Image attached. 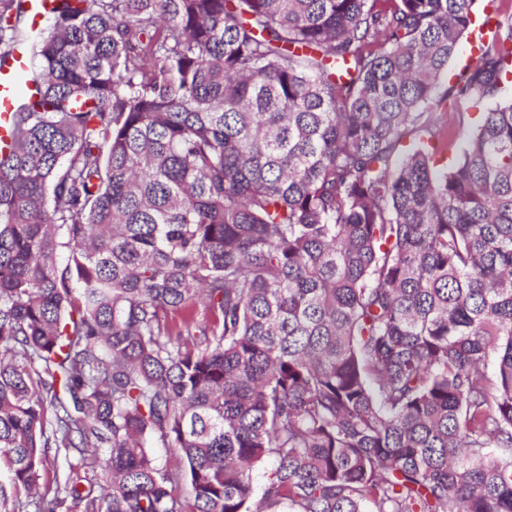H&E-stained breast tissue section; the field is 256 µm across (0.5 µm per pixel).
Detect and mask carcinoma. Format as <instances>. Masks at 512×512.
Instances as JSON below:
<instances>
[{
  "mask_svg": "<svg viewBox=\"0 0 512 512\" xmlns=\"http://www.w3.org/2000/svg\"><path fill=\"white\" fill-rule=\"evenodd\" d=\"M477 2L0 0V512H512V3ZM30 65L29 44L21 43L0 63V148L10 141L11 116L20 95L23 74Z\"/></svg>",
  "mask_w": 512,
  "mask_h": 512,
  "instance_id": "1",
  "label": "carcinoma"
}]
</instances>
